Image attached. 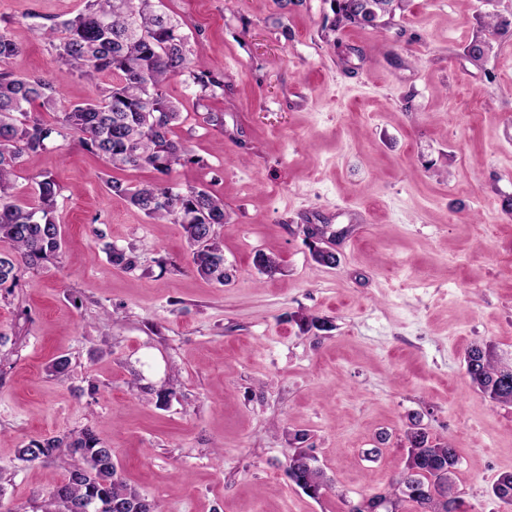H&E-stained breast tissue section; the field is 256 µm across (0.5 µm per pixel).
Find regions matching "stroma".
Segmentation results:
<instances>
[{
    "label": "stroma",
    "mask_w": 512,
    "mask_h": 512,
    "mask_svg": "<svg viewBox=\"0 0 512 512\" xmlns=\"http://www.w3.org/2000/svg\"><path fill=\"white\" fill-rule=\"evenodd\" d=\"M163 3L224 77L201 102L179 77L166 93L194 157L171 182L223 198L232 280L201 278L180 225L148 221L104 183L152 170L108 168L74 137L25 155L15 198L34 205L35 177L51 174L64 245L0 298V512H32L65 475L19 448L87 427L162 512H347L403 471L413 416L455 444L469 512H507L491 490L512 471V406L473 387L465 356L487 342L512 358V0H412L391 27L332 44L327 0ZM83 7L0 0L20 47L9 69L60 80L63 108L98 89L61 78L37 27ZM488 12L509 27L475 63L462 51ZM322 224L332 268L305 241ZM108 243L134 246L139 269L114 266ZM258 252L280 273L258 274ZM302 314L331 330L302 331ZM59 356L61 378L48 370ZM162 385L174 394L160 408ZM298 433L328 480L317 500L288 477Z\"/></svg>",
    "instance_id": "stroma-1"
}]
</instances>
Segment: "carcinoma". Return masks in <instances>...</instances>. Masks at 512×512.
<instances>
[{
    "label": "carcinoma",
    "instance_id": "cac0c4a2",
    "mask_svg": "<svg viewBox=\"0 0 512 512\" xmlns=\"http://www.w3.org/2000/svg\"><path fill=\"white\" fill-rule=\"evenodd\" d=\"M334 15L323 39L330 40L341 27L393 25L409 0H328ZM161 0H85L84 9L72 18L50 20L39 28L55 51L60 72L99 85L98 95L69 106L55 125L43 123L34 107L52 110L60 83L24 78L2 68L16 56L19 45L0 29V241L13 246L0 252V291L17 285L21 270L36 269L62 250L61 227L56 222L59 187L49 175L34 182L35 207L13 200L14 177L24 155L45 151L58 138L76 136L90 153L114 168H150L154 183L130 187L108 180L109 191L126 199L151 220L182 226L198 275L220 286L230 279L224 249L215 227L227 223L224 199L205 187L176 190L169 183L179 165L193 162L188 147L172 137L180 110L164 87L175 76L193 86L203 100L224 89V76L215 74L191 57L188 37L180 22L159 8ZM324 226L305 231L313 261L334 266L338 258L320 246ZM109 261L126 271L137 267L133 248L108 247ZM254 266L263 275L280 270L277 257L258 252ZM506 364L492 344L473 345L465 357L472 385L490 401L512 405V383L504 384ZM405 471L392 482L385 497L373 495L368 508L374 512H448V501L459 496L452 476L459 458L449 441L434 442L417 422L406 433ZM27 462L59 460L67 476L37 507L36 512H157V507L117 475L112 448L90 428L79 432L32 439L19 449ZM288 477L307 496L318 499L328 488L317 458L304 448L288 455Z\"/></svg>",
    "mask_w": 512,
    "mask_h": 512
}]
</instances>
